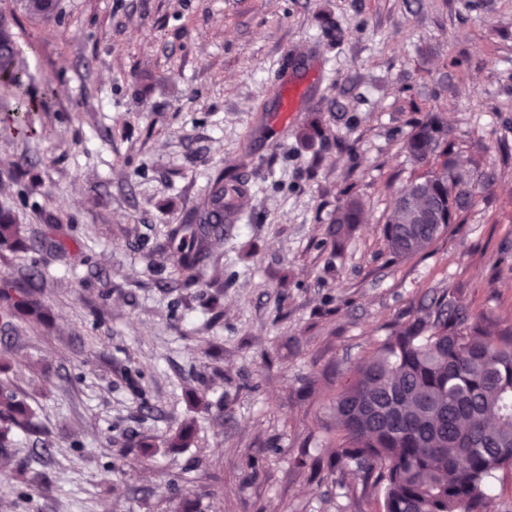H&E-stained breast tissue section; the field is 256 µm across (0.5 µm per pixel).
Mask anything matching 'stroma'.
Listing matches in <instances>:
<instances>
[{"mask_svg": "<svg viewBox=\"0 0 512 512\" xmlns=\"http://www.w3.org/2000/svg\"><path fill=\"white\" fill-rule=\"evenodd\" d=\"M61 4L13 28L54 108L24 137L0 99V207L67 244L42 271L51 326H0L38 426L0 455V512H382L333 463L350 369L441 295L512 326V0ZM430 112L493 185L396 261L385 217ZM220 171L247 190L188 288L162 244ZM363 214V203L359 195H351L336 210L331 229L332 245L339 252L343 249L344 242L349 239L351 233L360 223Z\"/></svg>", "mask_w": 512, "mask_h": 512, "instance_id": "35a3bbf8", "label": "stroma"}]
</instances>
